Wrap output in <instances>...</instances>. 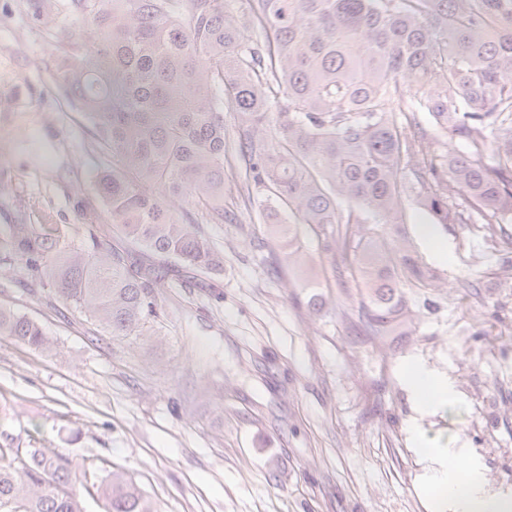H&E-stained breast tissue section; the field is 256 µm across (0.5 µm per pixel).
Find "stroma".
<instances>
[{"mask_svg": "<svg viewBox=\"0 0 512 512\" xmlns=\"http://www.w3.org/2000/svg\"><path fill=\"white\" fill-rule=\"evenodd\" d=\"M70 2L48 0L36 24L22 0H0V230L47 224L80 242L104 159L48 73L58 47L95 36ZM244 174L233 158L227 218L202 227L223 275L170 276L140 335L112 339L0 270V305L53 342L0 336V432L98 477L125 473L156 512H438L426 445L472 448L511 489L512 224L493 238L440 225L429 240V215L405 199L406 244L437 280L408 289L411 331L381 345L355 332L359 287L333 279L305 228V262H287ZM412 363L451 376L455 400L419 412L403 384Z\"/></svg>", "mask_w": 512, "mask_h": 512, "instance_id": "35a3bbf8", "label": "stroma"}]
</instances>
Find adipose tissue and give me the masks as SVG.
<instances>
[{"instance_id": "adipose-tissue-1", "label": "adipose tissue", "mask_w": 512, "mask_h": 512, "mask_svg": "<svg viewBox=\"0 0 512 512\" xmlns=\"http://www.w3.org/2000/svg\"><path fill=\"white\" fill-rule=\"evenodd\" d=\"M408 391L420 411L430 412L447 402L454 383L447 376H432L419 365H410L404 375ZM426 456L434 465L428 481L447 492L450 512H512V494L491 488L478 456L468 448H429Z\"/></svg>"}]
</instances>
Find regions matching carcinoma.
<instances>
[{
    "label": "carcinoma",
    "instance_id": "1",
    "mask_svg": "<svg viewBox=\"0 0 512 512\" xmlns=\"http://www.w3.org/2000/svg\"><path fill=\"white\" fill-rule=\"evenodd\" d=\"M73 2L100 37L63 47L51 75L109 160L84 206L93 247L9 224L0 267L25 262L112 338L156 314L154 287L172 273L224 272V253L171 208L224 223L218 89L271 236L300 262L304 225L336 280L366 288L360 324L375 339L406 335L404 288L435 282L403 245L405 191L436 225L483 224L493 237L512 224V0H241V13L230 0ZM0 336L51 345L3 305ZM79 479L67 458L21 455L0 433V512H85ZM98 491L107 512H155L119 473Z\"/></svg>",
    "mask_w": 512,
    "mask_h": 512
}]
</instances>
